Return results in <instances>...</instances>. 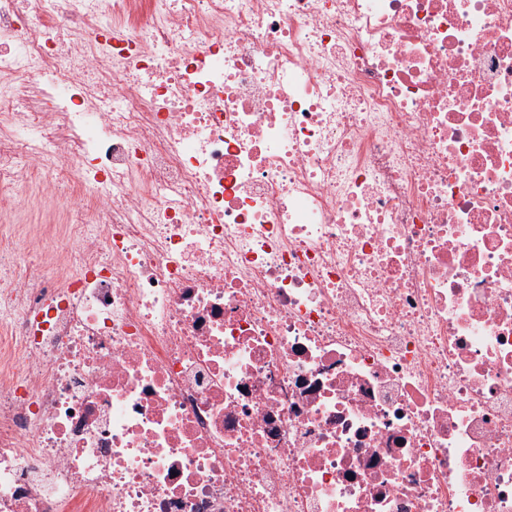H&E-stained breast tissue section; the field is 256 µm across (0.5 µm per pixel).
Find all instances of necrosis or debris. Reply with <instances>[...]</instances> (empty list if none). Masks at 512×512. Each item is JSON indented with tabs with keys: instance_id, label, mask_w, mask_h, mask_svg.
Instances as JSON below:
<instances>
[{
	"instance_id": "obj_1",
	"label": "necrosis or debris",
	"mask_w": 512,
	"mask_h": 512,
	"mask_svg": "<svg viewBox=\"0 0 512 512\" xmlns=\"http://www.w3.org/2000/svg\"><path fill=\"white\" fill-rule=\"evenodd\" d=\"M0 512H512V0H0ZM54 180V177L39 175L28 180L16 189L19 205L8 211H0V250H9L20 256L32 252L30 241L13 228L23 224H49V218L59 213L70 214L67 209L59 206L47 197L43 184ZM1 225H4L1 228Z\"/></svg>"
}]
</instances>
